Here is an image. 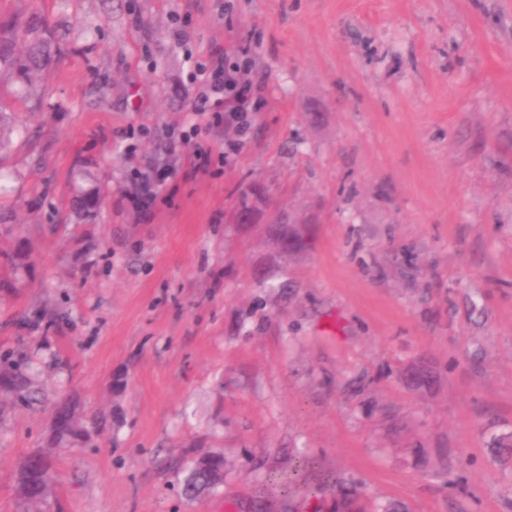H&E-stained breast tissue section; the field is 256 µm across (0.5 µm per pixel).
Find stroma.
<instances>
[{
	"mask_svg": "<svg viewBox=\"0 0 512 512\" xmlns=\"http://www.w3.org/2000/svg\"><path fill=\"white\" fill-rule=\"evenodd\" d=\"M36 15L57 66L24 100L0 78V247L32 250L0 358L36 357L48 396L0 397V512H27L36 450L65 512H263L301 453L400 512H512V0H0V29ZM249 40L257 120L194 172L167 146L189 58ZM132 166L169 175L147 222L119 200ZM243 183L311 249L278 255L263 207L232 223ZM420 361L438 381L414 390ZM63 398L105 415L88 445L49 448ZM185 451L224 456L218 494H184Z\"/></svg>",
	"mask_w": 512,
	"mask_h": 512,
	"instance_id": "35a3bbf8",
	"label": "stroma"
}]
</instances>
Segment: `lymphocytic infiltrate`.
I'll use <instances>...</instances> for the list:
<instances>
[{
  "label": "lymphocytic infiltrate",
  "instance_id": "f902f5d3",
  "mask_svg": "<svg viewBox=\"0 0 512 512\" xmlns=\"http://www.w3.org/2000/svg\"><path fill=\"white\" fill-rule=\"evenodd\" d=\"M254 53V48L244 47L232 56L216 45L195 62L190 73L195 87L190 109L197 121L189 130L170 135L168 141L173 150L192 145L195 171L207 172L213 165L212 149L201 141V132L218 128L233 131V138L224 142V161H231L242 150L261 101L262 83L251 72ZM164 182V174L132 169L121 200L141 218H149L164 198Z\"/></svg>",
  "mask_w": 512,
  "mask_h": 512
}]
</instances>
